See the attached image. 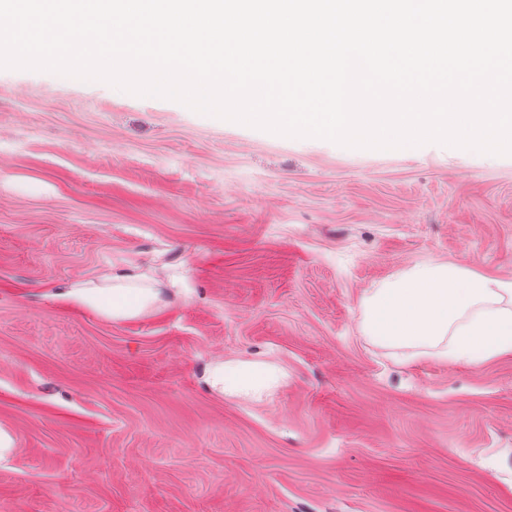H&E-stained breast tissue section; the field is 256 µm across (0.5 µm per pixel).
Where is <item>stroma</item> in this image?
Returning a JSON list of instances; mask_svg holds the SVG:
<instances>
[{"label": "stroma", "mask_w": 512, "mask_h": 512, "mask_svg": "<svg viewBox=\"0 0 512 512\" xmlns=\"http://www.w3.org/2000/svg\"><path fill=\"white\" fill-rule=\"evenodd\" d=\"M430 260L512 281V156L0 69V512H512V357L406 361L362 329ZM132 267L148 316L68 297ZM217 360L285 379L226 396Z\"/></svg>", "instance_id": "35a3bbf8"}]
</instances>
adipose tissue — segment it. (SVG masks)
Returning a JSON list of instances; mask_svg holds the SVG:
<instances>
[{
    "label": "adipose tissue",
    "instance_id": "1",
    "mask_svg": "<svg viewBox=\"0 0 512 512\" xmlns=\"http://www.w3.org/2000/svg\"><path fill=\"white\" fill-rule=\"evenodd\" d=\"M129 268L99 284L71 288L69 299L115 319L150 314L156 289ZM362 328L373 341L403 349L404 359L433 357L479 364L512 355V282L431 261L384 281L361 301ZM211 390L253 397L275 386L279 377L253 362L210 364Z\"/></svg>",
    "mask_w": 512,
    "mask_h": 512
}]
</instances>
